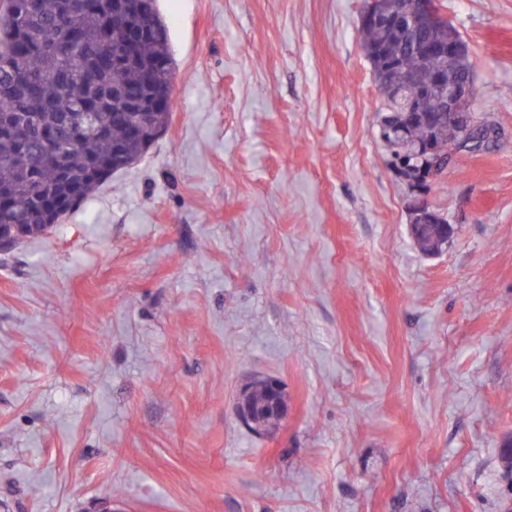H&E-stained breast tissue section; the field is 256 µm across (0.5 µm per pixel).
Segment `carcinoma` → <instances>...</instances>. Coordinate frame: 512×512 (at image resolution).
Here are the masks:
<instances>
[{
    "mask_svg": "<svg viewBox=\"0 0 512 512\" xmlns=\"http://www.w3.org/2000/svg\"><path fill=\"white\" fill-rule=\"evenodd\" d=\"M359 32L382 94L410 84L432 108L443 69L459 79L475 77L467 49L450 64L417 49L388 21ZM452 36L461 34L448 22L420 39L446 43ZM174 77L169 28L157 0H0V220L25 225L22 241L40 238L48 232L45 219H62L112 173L137 161L166 124ZM159 99L164 107L131 135L133 109ZM405 111L386 98V112L405 124L400 139L385 142L406 176L424 182L431 174L415 157L420 143H433L454 164L466 154L448 127L436 129ZM409 232L423 255L435 254V225L411 224ZM243 398L259 412L254 433L278 424L262 414L263 381L251 383Z\"/></svg>",
    "mask_w": 512,
    "mask_h": 512,
    "instance_id": "obj_1",
    "label": "carcinoma"
}]
</instances>
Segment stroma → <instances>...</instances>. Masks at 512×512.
<instances>
[{
	"mask_svg": "<svg viewBox=\"0 0 512 512\" xmlns=\"http://www.w3.org/2000/svg\"><path fill=\"white\" fill-rule=\"evenodd\" d=\"M440 2L498 137L425 257L364 0H159L164 132L0 253V512H512V0ZM244 401L255 411L259 412L254 431L255 434H264L274 428L280 419L264 415L262 410L267 402V388L263 380H256L249 385L248 390L243 395Z\"/></svg>",
	"mask_w": 512,
	"mask_h": 512,
	"instance_id": "1",
	"label": "stroma"
}]
</instances>
